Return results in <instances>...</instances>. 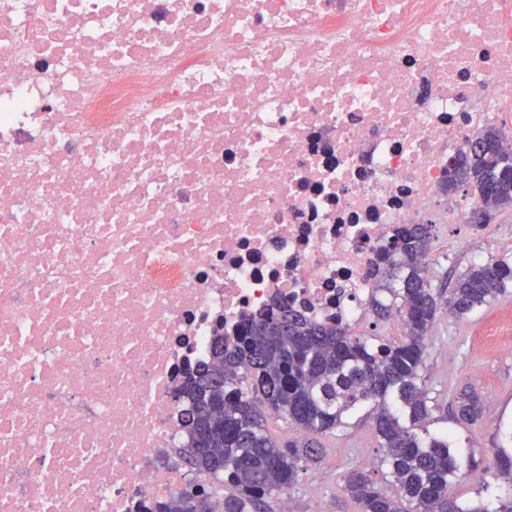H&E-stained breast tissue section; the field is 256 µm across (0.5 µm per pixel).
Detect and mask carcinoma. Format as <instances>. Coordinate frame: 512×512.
<instances>
[{"instance_id": "carcinoma-1", "label": "carcinoma", "mask_w": 512, "mask_h": 512, "mask_svg": "<svg viewBox=\"0 0 512 512\" xmlns=\"http://www.w3.org/2000/svg\"><path fill=\"white\" fill-rule=\"evenodd\" d=\"M497 128L484 129L448 170V186L485 210L512 209V150ZM431 224L396 229L383 246L392 258L381 275L392 303L373 305L386 320L398 313L403 337L379 341L343 326L306 318L286 304L275 314L249 322L228 348L213 342L212 360L189 377L191 401L184 417L189 436L186 462L216 485L169 498L157 512H215L213 497L224 496L220 512H269V500L293 487L299 473L320 459L315 435L335 430L367 410L388 469L390 487L365 471L343 478V491L359 512H512V496L489 511L448 497V484L461 471L448 432L426 429L437 399L421 378L426 339L440 304L463 316L512 291V258L473 264L448 283L433 285L419 258L430 250ZM399 278V286L390 281ZM273 413L305 434L283 443L266 429ZM482 401L463 390L453 411L474 424ZM494 476L512 483V454L495 453Z\"/></svg>"}]
</instances>
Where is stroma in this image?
Wrapping results in <instances>:
<instances>
[{"mask_svg":"<svg viewBox=\"0 0 512 512\" xmlns=\"http://www.w3.org/2000/svg\"><path fill=\"white\" fill-rule=\"evenodd\" d=\"M512 256V211L495 213L488 229L466 222L444 227L442 240L432 245L436 279L474 263ZM422 377L439 407L435 428L448 431L463 461L450 492L466 505H491L512 494V486L497 479L489 465L506 434L512 430V293L473 313L458 317L439 311L427 340ZM480 394L484 412L475 425L456 423L451 409L461 388ZM324 456L308 466L287 497H274L270 512H358L343 493L344 475L351 469L386 478L378 442L368 424L354 423L320 438Z\"/></svg>","mask_w":512,"mask_h":512,"instance_id":"35a3bbf8","label":"stroma"}]
</instances>
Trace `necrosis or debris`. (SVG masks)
I'll return each instance as SVG.
<instances>
[{
    "instance_id": "1",
    "label": "necrosis or debris",
    "mask_w": 512,
    "mask_h": 512,
    "mask_svg": "<svg viewBox=\"0 0 512 512\" xmlns=\"http://www.w3.org/2000/svg\"><path fill=\"white\" fill-rule=\"evenodd\" d=\"M512 137V0H0V512H154L189 369L347 327Z\"/></svg>"
}]
</instances>
